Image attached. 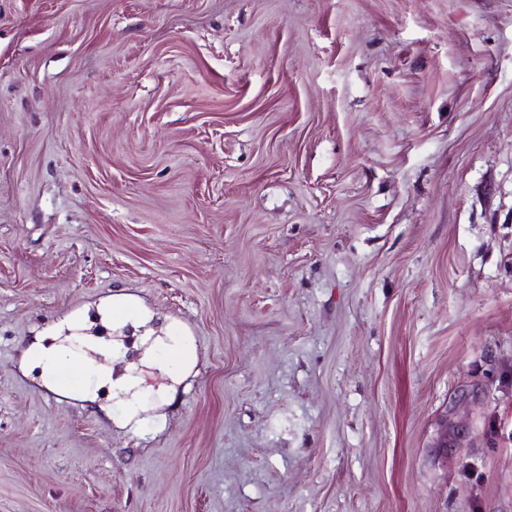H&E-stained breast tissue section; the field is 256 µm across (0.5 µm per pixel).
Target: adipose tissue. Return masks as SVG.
Masks as SVG:
<instances>
[{"mask_svg":"<svg viewBox=\"0 0 512 512\" xmlns=\"http://www.w3.org/2000/svg\"><path fill=\"white\" fill-rule=\"evenodd\" d=\"M133 321L136 327L143 330L139 338L142 355L139 361L128 363L120 373L115 370L118 342L85 335L86 324L82 321L68 319L61 322L52 338H38L30 345L28 352L35 355L36 366L40 367L43 378L48 380L52 379L60 365L67 364L81 371L87 362H95L99 385L109 388L114 397L127 402L130 413L134 414L139 408L143 382L141 367L155 368L175 383L194 366L196 352L189 341L157 335L149 314H137Z\"/></svg>","mask_w":512,"mask_h":512,"instance_id":"obj_1","label":"adipose tissue"}]
</instances>
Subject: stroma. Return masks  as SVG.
<instances>
[{
  "mask_svg": "<svg viewBox=\"0 0 512 512\" xmlns=\"http://www.w3.org/2000/svg\"><path fill=\"white\" fill-rule=\"evenodd\" d=\"M0 512H512V0H0ZM129 305L127 298L117 295L100 311L104 322L112 324L113 329H121L129 320H133L137 328H142L139 336L140 346L143 348L139 362L128 363L123 373L115 374L114 364L119 356L117 341L94 339L81 334L87 329L85 322H77L73 318L64 320L51 336H42L33 342L27 351L32 366L40 367L42 377L52 382L55 369L58 391L65 395L77 391L81 386V379L74 376L70 365L76 371L82 372L89 361L96 362L95 374L98 386H108L112 397L122 398L129 405L128 420H131L139 408L140 385L144 381L140 375L139 365L157 369L167 376L170 381L178 383L195 364L196 352L188 340H174V336L156 335L154 327L149 326L153 317L146 313L123 319L122 310ZM69 332L68 335L63 333ZM52 340L49 343L46 341ZM162 351V353H160ZM38 356L36 360L32 355ZM46 382V381H45Z\"/></svg>",
  "mask_w": 512,
  "mask_h": 512,
  "instance_id": "obj_1",
  "label": "stroma"
}]
</instances>
